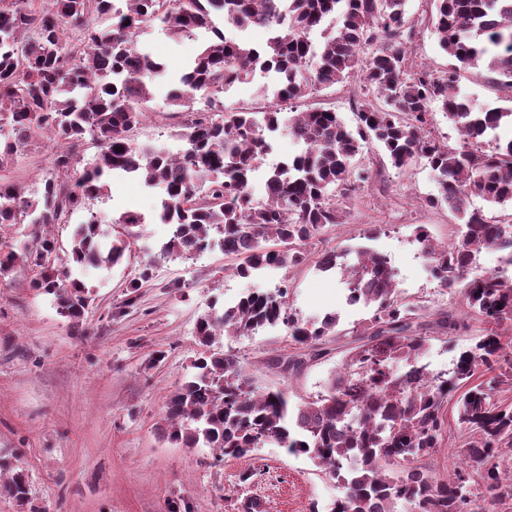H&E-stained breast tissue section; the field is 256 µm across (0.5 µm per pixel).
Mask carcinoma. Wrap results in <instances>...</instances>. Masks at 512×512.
Here are the masks:
<instances>
[{
	"label": "carcinoma",
	"mask_w": 512,
	"mask_h": 512,
	"mask_svg": "<svg viewBox=\"0 0 512 512\" xmlns=\"http://www.w3.org/2000/svg\"><path fill=\"white\" fill-rule=\"evenodd\" d=\"M0 0V224H24L20 247L0 246V277L18 261L36 267L30 288L53 296L60 315L79 326L92 301L86 282L52 262L57 242L49 228L81 211L68 254L87 273L120 264L143 213L116 220L130 228L118 237L86 209L105 179L122 172L163 198L155 214L174 230L160 258L218 249L236 260L235 272L295 268L307 246L340 223L336 196L347 197L372 179L356 165L367 145L379 144L401 170L415 160L431 169L438 192L428 206L446 205L461 221L448 245H436L425 225L415 239L443 288H459L466 308L484 323L453 366L434 372L423 358L431 341L466 327L453 310L425 319V307L401 296L394 269L381 253H322L324 272L341 268L348 304L372 316L351 329L338 313L305 321L288 308L284 289L242 295L230 306L213 301L196 324L200 346L192 372L172 392L158 431L183 448H209L213 461L240 458L266 445L306 456L337 480L344 493L329 512H512V276L471 274L477 257L494 250L512 266V224L495 223L469 206L471 195L512 205V108L477 105L460 94L459 71L483 64L512 90V0H433L432 25L441 49L458 65L433 72L410 63L413 27L408 0ZM240 29L261 28V46L210 30L215 15ZM159 24L172 39L210 31L196 57L175 77L141 45L137 33ZM321 31L323 41L311 38ZM263 70L280 88L266 111H227L224 90ZM357 77L359 123L348 127L334 109L292 104ZM167 94L181 118L180 153L140 147L130 133L149 112L153 86ZM437 106L462 136L450 146L427 134ZM283 133L298 150L266 174L263 194L251 183L270 149L266 135ZM53 146L51 173L25 195L11 180L17 158L33 139ZM95 149L78 167V150ZM283 326L311 358L324 355L329 336L345 341L346 357L324 392L289 408L281 389H261L240 361L214 348L224 334L249 336ZM489 373L478 381V374ZM453 402L459 446L441 475L429 459L442 447L447 406ZM0 496L23 509L26 475L0 479Z\"/></svg>",
	"instance_id": "obj_1"
}]
</instances>
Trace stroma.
I'll use <instances>...</instances> for the list:
<instances>
[{
    "label": "stroma",
    "instance_id": "stroma-1",
    "mask_svg": "<svg viewBox=\"0 0 512 512\" xmlns=\"http://www.w3.org/2000/svg\"><path fill=\"white\" fill-rule=\"evenodd\" d=\"M425 7V0H408V14L417 25L414 60L439 72L451 59L440 48ZM146 40L173 76L202 45L198 39L174 41L158 26L150 28ZM359 85L358 79L348 80L308 103L335 108L348 127H356L351 102ZM459 88L479 104L512 105V90L492 83L480 68L462 70ZM166 103L164 90H156L149 114L133 132L136 142L174 146L175 120ZM364 160L381 170L382 180L338 199L340 224L312 241L310 262L297 268L242 278L233 272L232 259L218 250L160 259L159 249L173 227L155 217L157 191L113 175L91 209L113 220L116 236L125 232L117 219L129 206L145 213L148 222L139 227L121 265L87 277L94 304L82 332L58 313L50 296L30 288L31 266L18 265L0 279V456L9 455L27 475V512H168L170 502L180 498L192 512H239V504L254 493L269 500L270 512H326L342 496L341 485L307 457L269 445L214 467L207 463L209 449L167 443L157 426L197 354L196 322L211 302L228 305L256 288L284 287L291 311L301 319L335 311L341 327L350 328L370 317V310L347 303L340 274L316 269L314 260L325 250L351 253L367 247L385 254L405 300L425 305L430 313L448 307L467 314L459 290L442 288L433 278L413 233L416 225H425L434 243L445 244L457 230L456 216L447 207L425 204L437 191L431 169L420 160L395 169L383 162L375 144L367 146ZM50 166L49 151L32 143L23 148L11 177L32 191ZM147 267L151 279L135 293L134 305L126 306L129 283ZM467 316L468 331L452 344L432 342L425 355L431 370H448L457 353L481 334L482 323ZM216 345L238 357L259 386L287 391L294 406L323 392L339 359L332 352L300 373L281 374L272 368V359L300 349L280 326L222 336ZM158 352L163 359L157 363ZM245 473L251 479L244 483Z\"/></svg>",
    "mask_w": 512,
    "mask_h": 512
}]
</instances>
